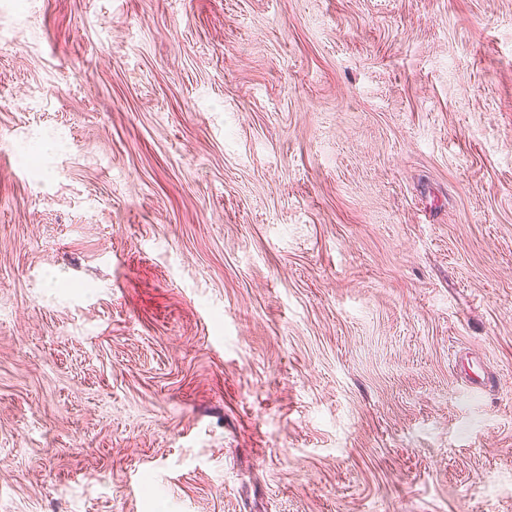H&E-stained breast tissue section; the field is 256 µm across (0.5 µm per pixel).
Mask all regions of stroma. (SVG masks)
<instances>
[{"label":"stroma","mask_w":512,"mask_h":512,"mask_svg":"<svg viewBox=\"0 0 512 512\" xmlns=\"http://www.w3.org/2000/svg\"><path fill=\"white\" fill-rule=\"evenodd\" d=\"M0 512H512V0H0Z\"/></svg>","instance_id":"obj_1"}]
</instances>
